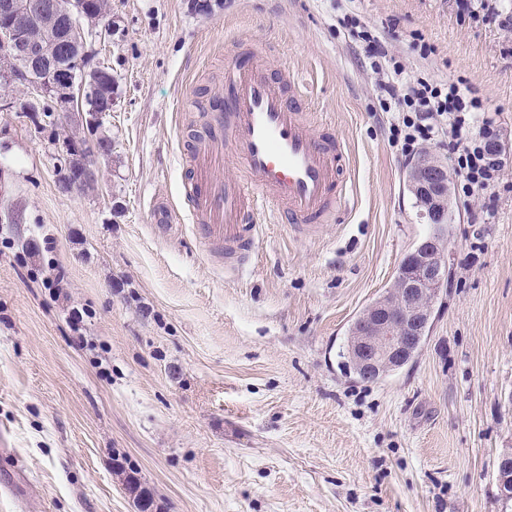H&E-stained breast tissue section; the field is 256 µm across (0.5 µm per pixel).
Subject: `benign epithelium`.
I'll return each instance as SVG.
<instances>
[{"label": "benign epithelium", "instance_id": "7a95c632", "mask_svg": "<svg viewBox=\"0 0 512 512\" xmlns=\"http://www.w3.org/2000/svg\"><path fill=\"white\" fill-rule=\"evenodd\" d=\"M42 15L70 18L71 30L67 52L57 59L55 45L44 40V33L32 27ZM97 30L101 36L112 33L107 15L87 18L84 0H0V72L8 73L18 60L28 64L29 92L27 111H37V101L46 92L55 93L61 103L70 106L82 100L85 85L62 78L68 69L85 70L86 31ZM112 96L107 95L87 109L86 124L98 127L112 112ZM80 161L76 179L63 183L67 193L98 182L99 149L93 141L72 147ZM414 184L425 192L436 207L448 206L450 177L447 169L428 161L415 166ZM445 243L429 238L421 241L406 255L412 273L402 275L391 292L384 293L365 314L361 315L356 333L350 339L351 350L368 378H376L397 366L404 353L420 338L421 321L427 304L438 294L446 276ZM496 482L504 502L512 500V453L501 454L497 463Z\"/></svg>", "mask_w": 512, "mask_h": 512}]
</instances>
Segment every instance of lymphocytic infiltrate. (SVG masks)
Listing matches in <instances>:
<instances>
[{
    "mask_svg": "<svg viewBox=\"0 0 512 512\" xmlns=\"http://www.w3.org/2000/svg\"><path fill=\"white\" fill-rule=\"evenodd\" d=\"M354 40L377 76L378 106L388 115L387 143L397 156L409 160L423 146L447 145L455 162V194L497 197L507 163L494 146V120L477 115L482 101L474 91L453 82L410 78L378 38L361 31Z\"/></svg>",
    "mask_w": 512,
    "mask_h": 512,
    "instance_id": "obj_1",
    "label": "lymphocytic infiltrate"
}]
</instances>
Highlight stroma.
I'll use <instances>...</instances> for the list:
<instances>
[{
  "instance_id": "1",
  "label": "stroma",
  "mask_w": 512,
  "mask_h": 512,
  "mask_svg": "<svg viewBox=\"0 0 512 512\" xmlns=\"http://www.w3.org/2000/svg\"><path fill=\"white\" fill-rule=\"evenodd\" d=\"M110 2L111 36H86L115 80L98 188L61 191L71 146L43 113L0 112V512H139L134 482L151 512H502L512 191L487 224L452 197L421 351L376 382L350 373L349 325L433 226L336 17L410 73L480 89L512 181V48L487 18L512 0H472L470 16L455 0ZM241 37L298 73L345 140L354 204L313 237L263 224L230 274L194 233L179 154Z\"/></svg>"
}]
</instances>
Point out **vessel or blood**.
<instances>
[{"mask_svg": "<svg viewBox=\"0 0 512 512\" xmlns=\"http://www.w3.org/2000/svg\"><path fill=\"white\" fill-rule=\"evenodd\" d=\"M261 57L251 46L226 61L210 121L182 154L193 230L223 249L225 268L237 272L255 251L262 218L311 237L335 223L351 196L345 141L304 108L298 77L271 72ZM228 160L233 174L217 180Z\"/></svg>", "mask_w": 512, "mask_h": 512, "instance_id": "obj_1", "label": "vessel or blood"}]
</instances>
